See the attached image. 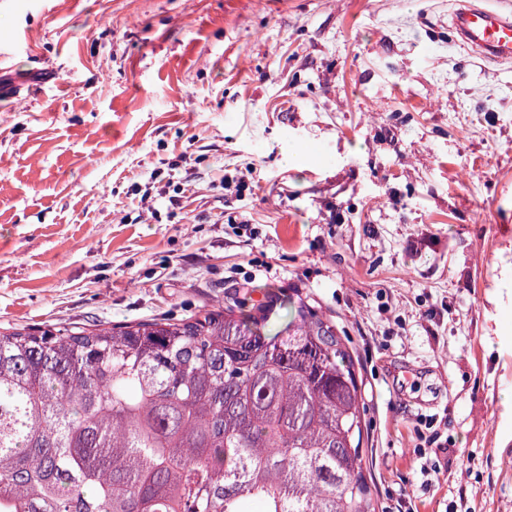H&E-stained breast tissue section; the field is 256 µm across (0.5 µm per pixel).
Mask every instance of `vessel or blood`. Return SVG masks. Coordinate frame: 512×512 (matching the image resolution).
Masks as SVG:
<instances>
[{"mask_svg":"<svg viewBox=\"0 0 512 512\" xmlns=\"http://www.w3.org/2000/svg\"><path fill=\"white\" fill-rule=\"evenodd\" d=\"M451 27L460 44L495 61L512 60V15L461 0L451 14Z\"/></svg>","mask_w":512,"mask_h":512,"instance_id":"obj_1","label":"vessel or blood"}]
</instances>
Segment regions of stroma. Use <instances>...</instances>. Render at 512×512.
<instances>
[{
	"label": "stroma",
	"instance_id": "1",
	"mask_svg": "<svg viewBox=\"0 0 512 512\" xmlns=\"http://www.w3.org/2000/svg\"><path fill=\"white\" fill-rule=\"evenodd\" d=\"M451 9L0 0V328L299 288L350 342L376 512H512V63Z\"/></svg>",
	"mask_w": 512,
	"mask_h": 512
}]
</instances>
